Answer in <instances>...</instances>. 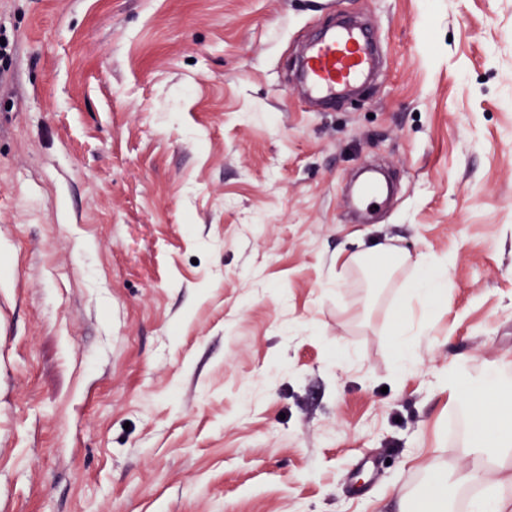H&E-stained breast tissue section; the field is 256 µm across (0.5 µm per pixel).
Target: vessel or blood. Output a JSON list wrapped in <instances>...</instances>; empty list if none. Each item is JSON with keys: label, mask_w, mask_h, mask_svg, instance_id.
Segmentation results:
<instances>
[{"label": "vessel or blood", "mask_w": 512, "mask_h": 512, "mask_svg": "<svg viewBox=\"0 0 512 512\" xmlns=\"http://www.w3.org/2000/svg\"><path fill=\"white\" fill-rule=\"evenodd\" d=\"M375 68L369 38L353 27H334L312 41L301 62V78L309 94L320 101L336 100L363 83ZM385 191L375 171H365L357 199L372 205Z\"/></svg>", "instance_id": "1"}]
</instances>
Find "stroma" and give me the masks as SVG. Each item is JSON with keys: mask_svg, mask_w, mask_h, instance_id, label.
Listing matches in <instances>:
<instances>
[{"mask_svg": "<svg viewBox=\"0 0 512 512\" xmlns=\"http://www.w3.org/2000/svg\"><path fill=\"white\" fill-rule=\"evenodd\" d=\"M337 14L384 66L322 111L292 64ZM0 37V512H410L469 465L448 363L512 371V0H0ZM373 239L445 260L441 305L347 265ZM384 191L385 186L375 171L366 170L358 187L357 200L361 205L369 207L384 193ZM394 336H397V350H396V364L401 370H406L414 367L417 362L415 351L409 345L404 336H407L405 331L399 324L394 326ZM447 484L448 473L441 465L435 464L433 475L427 488L428 492L421 502V510L425 512L447 511Z\"/></svg>", "mask_w": 512, "mask_h": 512, "instance_id": "obj_1", "label": "stroma"}]
</instances>
